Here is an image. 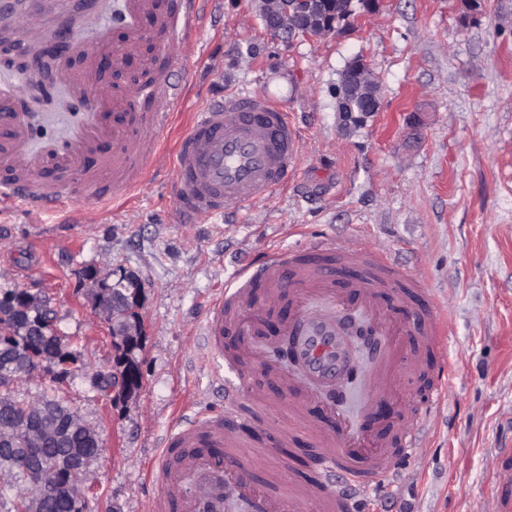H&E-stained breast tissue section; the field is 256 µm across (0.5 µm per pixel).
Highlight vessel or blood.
Listing matches in <instances>:
<instances>
[{
  "instance_id": "obj_1",
  "label": "vessel or blood",
  "mask_w": 512,
  "mask_h": 512,
  "mask_svg": "<svg viewBox=\"0 0 512 512\" xmlns=\"http://www.w3.org/2000/svg\"><path fill=\"white\" fill-rule=\"evenodd\" d=\"M207 0H121L116 15L92 30L91 49L81 64L56 73L72 100L96 99L95 111L69 128L63 138L34 144L35 116L18 108V88L0 83V200L17 201L39 215L80 195L85 207L133 192L161 167L172 169L176 211L181 223L197 224L216 215H233L270 198L294 177L300 136L287 112L264 95L231 91L192 112L172 156L157 142L135 136L132 125L165 119L187 91L170 80L159 63L197 48V31ZM14 19L30 37L40 26L20 11L19 0H0V15ZM158 36L157 57L148 67L157 76L137 112L128 96L109 97L101 60L115 62L141 52L145 27ZM285 303L283 335L294 337L293 370L267 365L272 393L255 388L251 364L259 343L274 347L261 330L266 304ZM381 340L372 368L363 378L373 391L368 409L389 401L425 352L442 350L443 317L412 274L390 259L350 242L318 241L310 247L272 249L240 268L213 304L203 341L215 360L213 376L224 388V409L197 412L176 421L165 433L153 481L158 491L146 512H208L221 489L254 501L261 512H290L312 504L315 512H365L367 495L390 484L399 450L415 442L417 412L404 404L402 432L369 431L344 417L329 391L339 386L351 361L350 342L341 323L351 308ZM267 419L271 443L290 448L299 429L312 438L318 475L289 479L278 495L258 493L245 461L253 442L232 422L241 409ZM491 512H512V448L495 451L490 489Z\"/></svg>"
}]
</instances>
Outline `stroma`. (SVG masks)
Here are the masks:
<instances>
[{
    "instance_id": "obj_1",
    "label": "stroma",
    "mask_w": 512,
    "mask_h": 512,
    "mask_svg": "<svg viewBox=\"0 0 512 512\" xmlns=\"http://www.w3.org/2000/svg\"><path fill=\"white\" fill-rule=\"evenodd\" d=\"M349 22L321 38L269 34L253 0H210L200 52L169 71L188 100L150 134L171 153L188 115L224 93L266 94L301 139L286 189L241 215L178 222L170 172L73 222L71 201L40 216L0 207V294L21 290L57 335L81 337L68 376L37 371L13 387L32 400L47 386L98 432L86 512H145L146 478L183 405L223 407L201 338L211 300L268 247L324 237L391 257L439 299L448 371L415 369L404 399L424 414L390 490L369 512H487L496 449L512 447V0H356ZM381 84L379 112L336 110L353 60ZM134 275L144 327L141 388L117 401L94 386L115 351L86 272Z\"/></svg>"
}]
</instances>
